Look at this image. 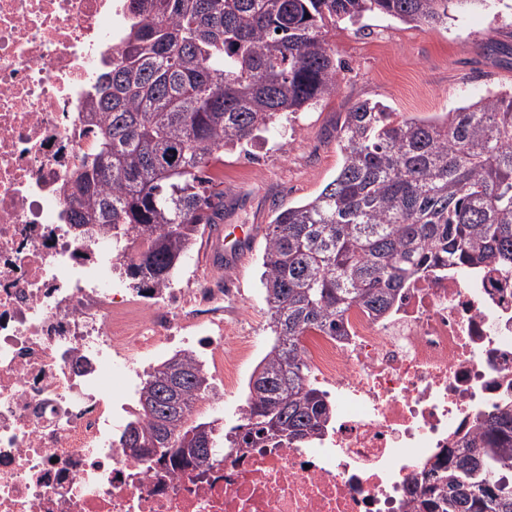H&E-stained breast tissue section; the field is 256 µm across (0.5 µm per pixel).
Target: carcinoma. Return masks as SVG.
<instances>
[{
    "label": "carcinoma",
    "mask_w": 512,
    "mask_h": 512,
    "mask_svg": "<svg viewBox=\"0 0 512 512\" xmlns=\"http://www.w3.org/2000/svg\"><path fill=\"white\" fill-rule=\"evenodd\" d=\"M484 0H129L122 51L87 104L97 150L75 175L69 207L78 233L121 248L138 290L170 287L182 259L223 206L208 170L224 149L334 94L341 64L327 40L339 22L368 15L437 25L454 5ZM342 162L314 197L280 209L265 233L262 286L273 343L247 383L241 423L193 419L211 377L176 352L146 372L135 432L172 472L199 467L197 435L219 449L326 428L332 405L308 378L300 341L344 333L353 306L385 314L429 268L512 269V88L488 91L438 121L400 117L359 101L337 129ZM478 453L431 472L411 512H512V409L478 422Z\"/></svg>",
    "instance_id": "obj_1"
}]
</instances>
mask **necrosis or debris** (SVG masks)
Here are the masks:
<instances>
[{
    "mask_svg": "<svg viewBox=\"0 0 512 512\" xmlns=\"http://www.w3.org/2000/svg\"><path fill=\"white\" fill-rule=\"evenodd\" d=\"M121 0H0V512H411L433 464L512 406V270L432 268L376 317L301 339L332 401L307 443L215 467L150 469L113 426L162 350L231 388L254 346L223 288L128 295L122 255L76 235L63 188L96 148L86 103L121 48Z\"/></svg>",
    "mask_w": 512,
    "mask_h": 512,
    "instance_id": "obj_1",
    "label": "necrosis or debris"
}]
</instances>
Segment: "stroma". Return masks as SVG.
Masks as SVG:
<instances>
[{
    "label": "stroma",
    "mask_w": 512,
    "mask_h": 512,
    "mask_svg": "<svg viewBox=\"0 0 512 512\" xmlns=\"http://www.w3.org/2000/svg\"><path fill=\"white\" fill-rule=\"evenodd\" d=\"M328 41L345 66L335 94L298 113L292 130L271 129L243 149L225 152L222 225L265 226L276 208L318 194L341 163L336 125L358 101H378L400 115L435 120L488 90L512 88V0L451 8L436 26L374 15L361 32L337 24ZM263 247L260 241L248 245L239 267L213 273L202 264L205 242L200 239L181 263L198 285L230 289L225 323L261 338L233 388L240 401L272 342L261 283Z\"/></svg>",
    "instance_id": "obj_1"
}]
</instances>
